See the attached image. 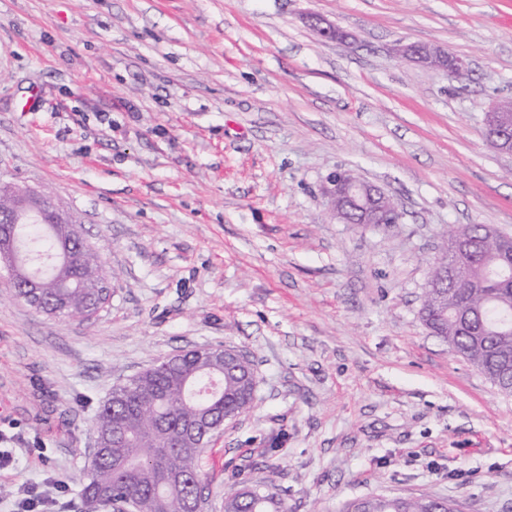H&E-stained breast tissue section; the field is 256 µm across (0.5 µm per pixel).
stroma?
<instances>
[{
  "instance_id": "obj_1",
  "label": "stroma",
  "mask_w": 512,
  "mask_h": 512,
  "mask_svg": "<svg viewBox=\"0 0 512 512\" xmlns=\"http://www.w3.org/2000/svg\"><path fill=\"white\" fill-rule=\"evenodd\" d=\"M508 97L512 0H0V180L51 192L112 284L81 323L0 277V512L48 478L85 512L113 387L218 346L250 356L256 390L201 455L202 512L272 468L288 512L372 495L512 512V395L420 315L448 226L512 233V155L484 136ZM339 169L400 222H336ZM401 53L403 56L415 59L429 67H439L448 71L449 76L459 75L466 68V63L462 58L454 57L439 48L413 43L403 46Z\"/></svg>"
}]
</instances>
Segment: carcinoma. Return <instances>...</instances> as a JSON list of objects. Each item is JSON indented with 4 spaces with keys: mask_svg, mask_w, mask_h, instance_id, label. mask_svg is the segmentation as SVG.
I'll return each mask as SVG.
<instances>
[{
    "mask_svg": "<svg viewBox=\"0 0 512 512\" xmlns=\"http://www.w3.org/2000/svg\"><path fill=\"white\" fill-rule=\"evenodd\" d=\"M19 262L48 265L40 289L39 312L56 318H83L100 302L98 283L89 271L105 266L93 248L73 242V258L67 263L50 260L61 247L60 234L52 224H21L16 230ZM466 234L481 243V261L470 266L457 281L446 285L448 302L434 305L435 288L423 296L421 318L458 355L473 363L492 380H512V267L499 262L512 252V235H485L483 224H463L448 230L440 259L450 257L454 235ZM254 381L253 362L245 356L225 366L200 362L196 352L185 353L172 367L157 372L144 386L119 401L107 399L96 414V429L117 426L125 439L106 449L97 470L88 474L81 497L91 504L101 503L103 495L120 497L137 493L135 512H192L200 505L202 478L199 456L202 449L185 445L181 430L190 418L202 414L218 424L224 415H242L251 401L240 396L241 387ZM157 448L171 449L174 463L191 479L178 490L162 487L150 470L149 462ZM250 488L269 499L266 509L286 512L274 492L275 476L265 487L242 483L241 489L225 496L224 512H253L252 499L243 489ZM445 501L431 498H396L386 504L354 500L342 512H442Z\"/></svg>",
    "mask_w": 512,
    "mask_h": 512,
    "instance_id": "cac0c4a2",
    "label": "carcinoma"
}]
</instances>
